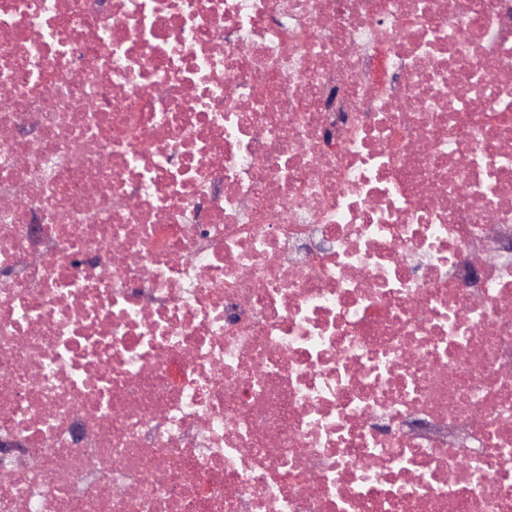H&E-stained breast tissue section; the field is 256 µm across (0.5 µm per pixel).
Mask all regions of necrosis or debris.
<instances>
[{
	"label": "necrosis or debris",
	"instance_id": "1",
	"mask_svg": "<svg viewBox=\"0 0 512 512\" xmlns=\"http://www.w3.org/2000/svg\"><path fill=\"white\" fill-rule=\"evenodd\" d=\"M0 512H512V0H0Z\"/></svg>",
	"mask_w": 512,
	"mask_h": 512
}]
</instances>
